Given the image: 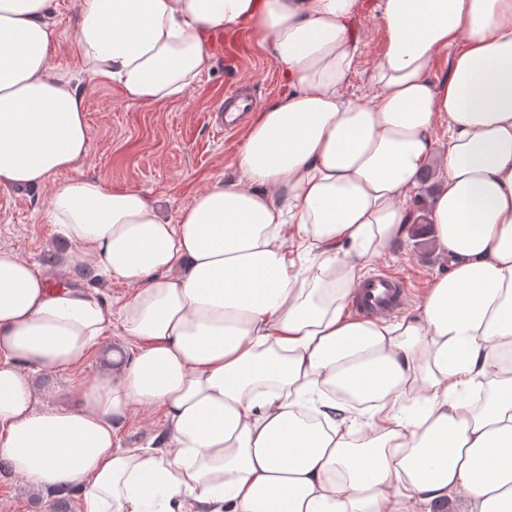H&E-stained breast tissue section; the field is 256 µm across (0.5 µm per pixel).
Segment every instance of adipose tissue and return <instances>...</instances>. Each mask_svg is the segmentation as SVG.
<instances>
[{"instance_id":"ef3b65f1","label":"adipose tissue","mask_w":512,"mask_h":512,"mask_svg":"<svg viewBox=\"0 0 512 512\" xmlns=\"http://www.w3.org/2000/svg\"><path fill=\"white\" fill-rule=\"evenodd\" d=\"M362 11L387 40L354 100ZM53 12L0 0V186L70 173L48 215L76 246L51 277L0 247V461L42 492L81 487L83 512H512V0H81L74 74ZM244 28L288 93L251 120L237 177L171 222L84 176L86 86L182 98L214 33ZM439 153L447 274L413 315L352 316ZM79 267L131 287L120 309ZM115 323L120 369L45 406L30 372L81 368ZM135 409L163 413L152 450L114 445Z\"/></svg>"}]
</instances>
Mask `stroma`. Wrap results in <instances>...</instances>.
Masks as SVG:
<instances>
[{
	"label": "stroma",
	"mask_w": 512,
	"mask_h": 512,
	"mask_svg": "<svg viewBox=\"0 0 512 512\" xmlns=\"http://www.w3.org/2000/svg\"><path fill=\"white\" fill-rule=\"evenodd\" d=\"M54 19L61 34L56 63L76 71L75 53L78 0H55ZM356 30L364 48L355 60L347 86L353 98L367 99L372 68L385 45V32L376 20L362 14ZM288 92L272 59L249 46L246 35L224 40V52L212 69L201 75L184 98L160 106L125 102L118 88L108 84L86 89L89 157L85 175L113 188H134L155 200L167 219H175L193 193L218 176H231L245 132L218 133L214 111L228 97L260 108L277 102ZM49 188L0 189V245L12 248L36 268L52 273L48 254L70 250V243L50 224ZM448 261L431 238L409 236L390 253L371 261L365 274L390 272L402 276L407 288L406 307H413L432 280L446 273ZM126 357L121 336L110 331L97 344L83 370L39 372L33 380L51 393L53 406H70L83 374L116 370ZM82 493L71 488L66 500L57 494L32 489L0 469V512H82Z\"/></svg>",
	"instance_id": "35a3bbf8"
}]
</instances>
